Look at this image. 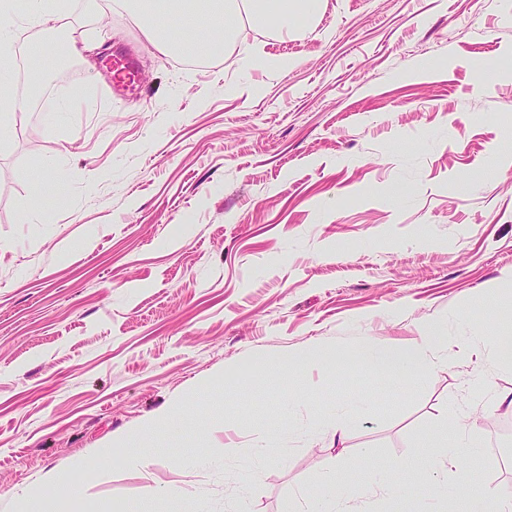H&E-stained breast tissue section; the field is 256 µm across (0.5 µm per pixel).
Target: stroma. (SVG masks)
<instances>
[{"instance_id":"1","label":"stroma","mask_w":512,"mask_h":512,"mask_svg":"<svg viewBox=\"0 0 512 512\" xmlns=\"http://www.w3.org/2000/svg\"><path fill=\"white\" fill-rule=\"evenodd\" d=\"M108 2L67 0L57 29L16 39L98 50L38 74L0 134V512L33 486L54 512H116L147 484L181 489L151 512H285L333 467L351 512H464L451 475L398 472L390 499L375 465L463 414L484 442L512 423V367L456 354L512 319V0H321L199 61ZM119 49L140 99L104 93ZM246 50L292 64L249 69ZM426 324L438 365L417 388L364 361ZM316 343L334 364L294 373ZM166 412L148 468H127L120 437ZM104 449L112 479L77 507L53 480Z\"/></svg>"}]
</instances>
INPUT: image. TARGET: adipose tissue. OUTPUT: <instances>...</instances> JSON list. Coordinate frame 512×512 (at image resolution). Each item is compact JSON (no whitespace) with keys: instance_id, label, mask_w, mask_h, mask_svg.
<instances>
[{"instance_id":"ef3b65f1","label":"adipose tissue","mask_w":512,"mask_h":512,"mask_svg":"<svg viewBox=\"0 0 512 512\" xmlns=\"http://www.w3.org/2000/svg\"><path fill=\"white\" fill-rule=\"evenodd\" d=\"M120 6L142 23L148 35L166 51L183 55H215L236 37L238 27L224 6V0H121ZM315 8L313 0H241V9L254 27H271L282 32L294 30L300 17ZM176 16L191 29L187 39L175 37L158 21L159 16ZM433 326H426L419 340L409 349H368L374 368L410 389L417 383V372L433 369L429 354L434 348ZM302 508L290 512H346L347 480L341 471L326 473L319 484L303 493Z\"/></svg>"}]
</instances>
